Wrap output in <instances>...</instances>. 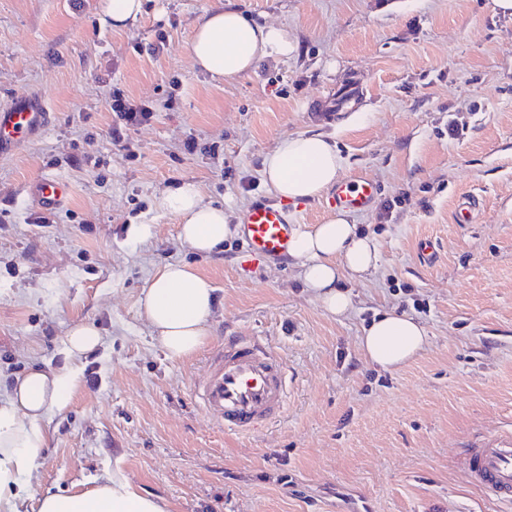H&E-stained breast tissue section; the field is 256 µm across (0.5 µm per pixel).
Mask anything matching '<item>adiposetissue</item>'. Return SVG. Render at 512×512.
Masks as SVG:
<instances>
[{
	"mask_svg": "<svg viewBox=\"0 0 512 512\" xmlns=\"http://www.w3.org/2000/svg\"><path fill=\"white\" fill-rule=\"evenodd\" d=\"M296 46L285 31L247 17L235 0H217L196 23L189 54L193 65L212 78L228 82L252 74L264 60L294 54ZM342 163L335 144L320 134H299L277 141L263 160V177L270 191L292 202L314 199L336 184ZM159 206L179 222V238L193 251L210 254L236 234L232 215L205 201L200 186L185 182L165 193ZM290 259L324 310L337 316L351 305L341 280L363 278L377 266L374 240L339 212L319 224L295 230ZM216 302L211 281L192 267L171 262L159 268L144 288L140 307L170 359L192 356L211 334ZM428 343L422 324L388 311L364 327L363 355L373 365L395 370L413 361ZM78 386V369L70 366L46 372L37 368L17 378L9 398L0 403V512H16L10 484L30 475L49 446L43 427L47 413L64 410ZM38 512H168L160 499L142 494L117 479L87 491L46 494Z\"/></svg>",
	"mask_w": 512,
	"mask_h": 512,
	"instance_id": "ef3b65f1",
	"label": "adipose tissue"
}]
</instances>
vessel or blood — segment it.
I'll return each mask as SVG.
<instances>
[{
	"label": "vessel or blood",
	"mask_w": 512,
	"mask_h": 512,
	"mask_svg": "<svg viewBox=\"0 0 512 512\" xmlns=\"http://www.w3.org/2000/svg\"><path fill=\"white\" fill-rule=\"evenodd\" d=\"M49 120L42 97L27 95L0 107V153L14 150L43 130ZM62 181L43 178L34 188L39 207L53 209L68 197ZM375 185L367 179L337 183L327 198L329 209L366 211ZM294 226L288 205L261 201L241 218V234L252 260L271 261L288 254ZM286 368L281 354L249 336H231L209 366L201 393L205 410L224 430L248 434L277 420L286 402ZM466 467L472 482L492 500L512 502V441L472 449Z\"/></svg>",
	"instance_id": "obj_1"
}]
</instances>
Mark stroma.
<instances>
[{"label": "stroma", "instance_id": "1", "mask_svg": "<svg viewBox=\"0 0 512 512\" xmlns=\"http://www.w3.org/2000/svg\"><path fill=\"white\" fill-rule=\"evenodd\" d=\"M215 2L143 0L115 32L102 0H0V107L39 93L49 109L44 130L0 156V400L31 366H68L74 324L102 335L69 406L43 422L49 447L21 512L115 478L169 512H508L461 457L512 438V18L493 0H236L297 50L227 83L187 50ZM353 81L359 96L337 106ZM116 86L153 110L123 148L109 136ZM316 132L336 143L342 180L378 189L352 216L378 266L347 281L351 307L336 317L287 259L248 265L238 237L195 253L157 206L193 181L241 217L270 196L262 161L277 140ZM45 176L69 187L52 212L32 202ZM175 261L216 290L211 336L179 362L139 306ZM386 310L428 335L389 371L359 345ZM241 334L288 366L284 415L246 436L194 396L211 353Z\"/></svg>", "mask_w": 512, "mask_h": 512}]
</instances>
